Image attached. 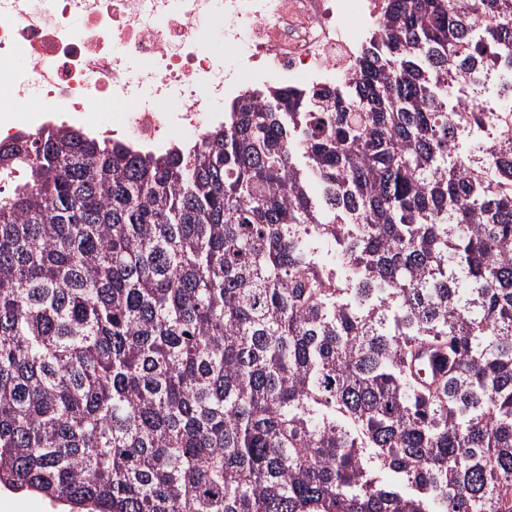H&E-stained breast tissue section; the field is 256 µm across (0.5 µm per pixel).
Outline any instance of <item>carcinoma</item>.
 Returning a JSON list of instances; mask_svg holds the SVG:
<instances>
[{"instance_id": "obj_1", "label": "carcinoma", "mask_w": 512, "mask_h": 512, "mask_svg": "<svg viewBox=\"0 0 512 512\" xmlns=\"http://www.w3.org/2000/svg\"><path fill=\"white\" fill-rule=\"evenodd\" d=\"M0 486L512 512V0H387L341 82L190 148L0 150Z\"/></svg>"}]
</instances>
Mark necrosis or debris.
I'll return each mask as SVG.
<instances>
[{"mask_svg": "<svg viewBox=\"0 0 512 512\" xmlns=\"http://www.w3.org/2000/svg\"><path fill=\"white\" fill-rule=\"evenodd\" d=\"M379 20L378 0H0V138L109 103L96 136L189 145L258 85L347 73Z\"/></svg>", "mask_w": 512, "mask_h": 512, "instance_id": "necrosis-or-debris-1", "label": "necrosis or debris"}]
</instances>
